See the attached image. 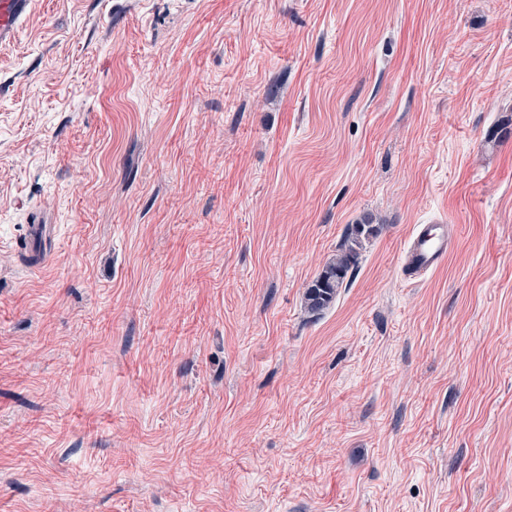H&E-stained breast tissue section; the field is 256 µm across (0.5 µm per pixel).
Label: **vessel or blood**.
<instances>
[{"label": "vessel or blood", "instance_id": "vessel-or-blood-1", "mask_svg": "<svg viewBox=\"0 0 512 512\" xmlns=\"http://www.w3.org/2000/svg\"><path fill=\"white\" fill-rule=\"evenodd\" d=\"M29 6L30 0H0V46L14 38L19 22ZM50 234V225L36 221L27 226L24 254L30 268L39 269L45 265L46 255L42 246ZM454 234V225L448 224L444 219L418 225L405 249L403 275L407 279L415 280L436 270L446 261Z\"/></svg>", "mask_w": 512, "mask_h": 512}]
</instances>
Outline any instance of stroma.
Returning <instances> with one entry per match:
<instances>
[{"label":"stroma","mask_w":512,"mask_h":512,"mask_svg":"<svg viewBox=\"0 0 512 512\" xmlns=\"http://www.w3.org/2000/svg\"><path fill=\"white\" fill-rule=\"evenodd\" d=\"M436 219L445 264L404 279ZM0 512H512V0H31ZM376 233V225H373L370 217H364L355 224L346 245L324 264L308 287L306 301L310 310L320 311L330 306L348 272L358 264L363 239L375 236ZM40 220H33V224H27L24 254L30 269H40L46 263V254L42 252V244H45L51 234V225L41 224ZM454 234V225L444 219L416 226L405 249L403 275L408 280H416L436 270L446 261Z\"/></svg>","instance_id":"1"}]
</instances>
